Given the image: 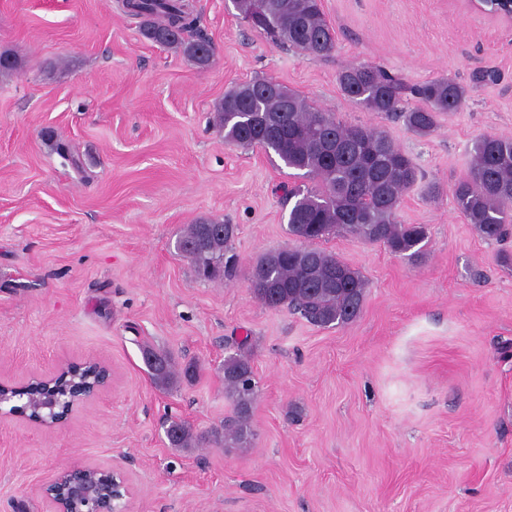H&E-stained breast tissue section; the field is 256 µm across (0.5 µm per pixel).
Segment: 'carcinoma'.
Listing matches in <instances>:
<instances>
[{"label":"carcinoma","mask_w":512,"mask_h":512,"mask_svg":"<svg viewBox=\"0 0 512 512\" xmlns=\"http://www.w3.org/2000/svg\"><path fill=\"white\" fill-rule=\"evenodd\" d=\"M232 3L252 27L304 57H325L335 49V31L324 17L321 0ZM123 7L141 19L140 33L146 39L181 49L201 68L209 64L213 47L186 0H124ZM337 82L355 105L400 119L421 136L436 129L439 114L458 111L467 98V87L454 80L436 78L414 86L369 63L343 66ZM411 97L419 105L408 106ZM216 122L224 129L225 141L272 151L288 168L314 182L310 188L288 191L294 198L288 232L303 245L270 251L252 269L249 288L265 307L286 308L319 327L358 317L366 279L336 255L314 247L332 235L381 244L411 260L424 254L425 225L402 224L397 216L404 196L420 179L419 171L385 131L338 122L301 94L265 79L226 92L217 106ZM452 196L480 237L504 240L512 232V138L486 135L476 140L468 171L453 185ZM233 233L229 224L201 219L178 237L177 252L192 263L198 278L230 279L237 267L236 256L228 254ZM147 354L154 358L148 365L152 379L162 389L174 386L182 376H197L192 363L180 373L170 356L151 350ZM224 390L232 399L233 415L224 420L215 438L226 447L241 446L251 435L256 396L253 366L241 352L224 358ZM47 393L40 382L29 386L32 413ZM166 436L178 448L197 447L206 440L181 420L169 423Z\"/></svg>","instance_id":"cac0c4a2"}]
</instances>
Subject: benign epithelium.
<instances>
[{"label":"benign epithelium","mask_w":512,"mask_h":512,"mask_svg":"<svg viewBox=\"0 0 512 512\" xmlns=\"http://www.w3.org/2000/svg\"><path fill=\"white\" fill-rule=\"evenodd\" d=\"M469 4L481 13L512 21V0H469ZM87 366H93L101 371L102 377L87 386H71L70 398L65 406L55 395L45 397L42 406L39 407L40 420L52 419L61 412L69 413L77 402L94 395L106 382V367L97 361H85L67 366L56 376L45 381V384L50 386L63 377H69L74 369ZM103 473L112 475V484L98 481L99 475ZM128 493L129 486L120 471L90 466L63 469L44 489V494L54 504L56 512H123L121 501Z\"/></svg>","instance_id":"7a95c632"}]
</instances>
